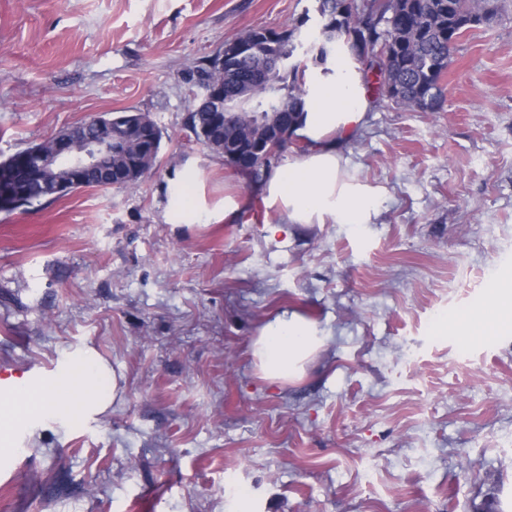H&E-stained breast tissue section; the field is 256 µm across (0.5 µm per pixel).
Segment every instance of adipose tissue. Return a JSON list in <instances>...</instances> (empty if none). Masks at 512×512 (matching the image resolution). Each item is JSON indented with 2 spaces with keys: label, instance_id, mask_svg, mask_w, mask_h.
Listing matches in <instances>:
<instances>
[{
  "label": "adipose tissue",
  "instance_id": "adipose-tissue-1",
  "mask_svg": "<svg viewBox=\"0 0 512 512\" xmlns=\"http://www.w3.org/2000/svg\"><path fill=\"white\" fill-rule=\"evenodd\" d=\"M313 93L293 129L305 150L278 169L263 185L269 205L287 224H368L377 212V189L348 174L343 142L363 123L368 101L359 74L344 59L331 73L312 79ZM176 224L233 221L240 205L224 200L222 209L200 210L188 188L175 197ZM315 323L297 312H283L260 330L252 355L262 376L287 383L304 372L305 361L323 345ZM117 394V376L94 349L65 354L50 374L26 372L0 384V453L17 454L19 438L49 421L80 428L107 410Z\"/></svg>",
  "mask_w": 512,
  "mask_h": 512
}]
</instances>
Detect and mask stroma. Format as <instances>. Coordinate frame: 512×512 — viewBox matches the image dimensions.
I'll return each mask as SVG.
<instances>
[{
	"mask_svg": "<svg viewBox=\"0 0 512 512\" xmlns=\"http://www.w3.org/2000/svg\"><path fill=\"white\" fill-rule=\"evenodd\" d=\"M457 42L440 111L371 101L343 145L369 224H289L187 128L196 65L315 0H0V161L107 112L148 115L136 184L0 209V371L94 348L121 375L89 426L0 460V512H512V327L442 326L512 279V0ZM221 224H173L182 178ZM326 341L278 384L283 311ZM323 343L315 323L295 311H284L261 328L252 355L264 378L288 383L302 376L305 361Z\"/></svg>",
	"mask_w": 512,
	"mask_h": 512,
	"instance_id": "stroma-1",
	"label": "stroma"
}]
</instances>
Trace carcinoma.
I'll return each instance as SVG.
<instances>
[{"label": "carcinoma", "mask_w": 512, "mask_h": 512, "mask_svg": "<svg viewBox=\"0 0 512 512\" xmlns=\"http://www.w3.org/2000/svg\"><path fill=\"white\" fill-rule=\"evenodd\" d=\"M321 27L311 41L300 39L301 25L281 31L251 29L224 43V68L209 63L198 67V86L222 84L226 118L210 109L206 98L193 94L189 128L196 139L222 155L231 146L249 144L264 136L257 124L261 117L274 113L288 115L293 127L304 111L306 69L311 59L322 70L336 61L341 47L366 69L375 74L381 93L387 84L399 87L392 103L434 112L442 100L440 76L448 70V60L459 38L469 29L468 18L475 9L474 0H374L375 17L368 20L352 0H316ZM390 42L389 66L363 56V49L379 40ZM161 145L140 152L136 137L112 145L110 169L125 173L122 185L138 181L159 161ZM29 194L20 205H31L48 197L42 182L28 183Z\"/></svg>", "instance_id": "cac0c4a2"}]
</instances>
